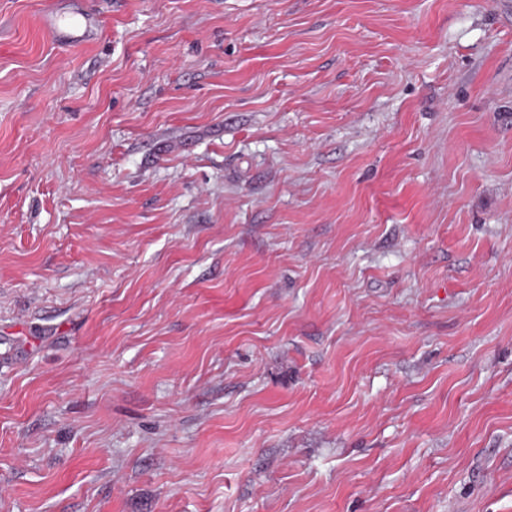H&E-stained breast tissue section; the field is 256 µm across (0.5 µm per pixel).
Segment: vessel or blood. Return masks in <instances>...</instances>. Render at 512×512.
<instances>
[{
  "label": "vessel or blood",
  "mask_w": 512,
  "mask_h": 512,
  "mask_svg": "<svg viewBox=\"0 0 512 512\" xmlns=\"http://www.w3.org/2000/svg\"><path fill=\"white\" fill-rule=\"evenodd\" d=\"M41 26L55 44L77 46L98 37L101 20L85 8L83 0H64L42 15Z\"/></svg>",
  "instance_id": "vessel-or-blood-1"
}]
</instances>
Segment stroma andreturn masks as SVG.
Masks as SVG:
<instances>
[{
    "label": "stroma",
    "mask_w": 512,
    "mask_h": 512,
    "mask_svg": "<svg viewBox=\"0 0 512 512\" xmlns=\"http://www.w3.org/2000/svg\"><path fill=\"white\" fill-rule=\"evenodd\" d=\"M0 0V512H512V0ZM45 12L41 26L48 37L59 46H78L98 37L101 20L86 9L83 0H69Z\"/></svg>",
    "instance_id": "obj_1"
}]
</instances>
